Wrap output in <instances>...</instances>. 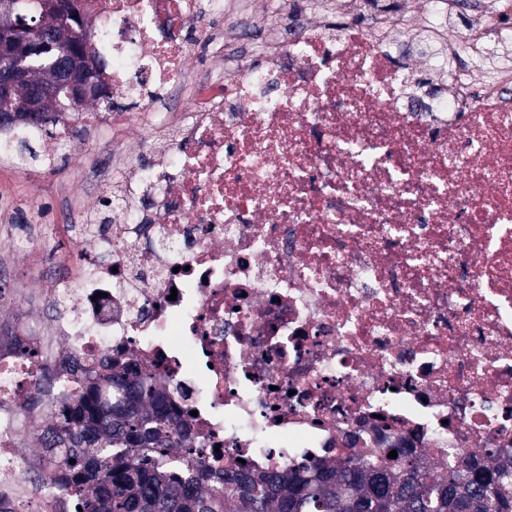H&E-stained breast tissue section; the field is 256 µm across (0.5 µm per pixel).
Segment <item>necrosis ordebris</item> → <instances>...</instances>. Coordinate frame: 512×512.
<instances>
[{
	"label": "necrosis or debris",
	"mask_w": 512,
	"mask_h": 512,
	"mask_svg": "<svg viewBox=\"0 0 512 512\" xmlns=\"http://www.w3.org/2000/svg\"><path fill=\"white\" fill-rule=\"evenodd\" d=\"M112 107L42 144L150 133L85 198L112 221L0 225L23 305L0 312V499L56 512L24 461L26 401L75 362L152 374L189 447L232 470L404 448L512 465V0H78ZM186 112H163L173 93Z\"/></svg>",
	"instance_id": "obj_1"
}]
</instances>
